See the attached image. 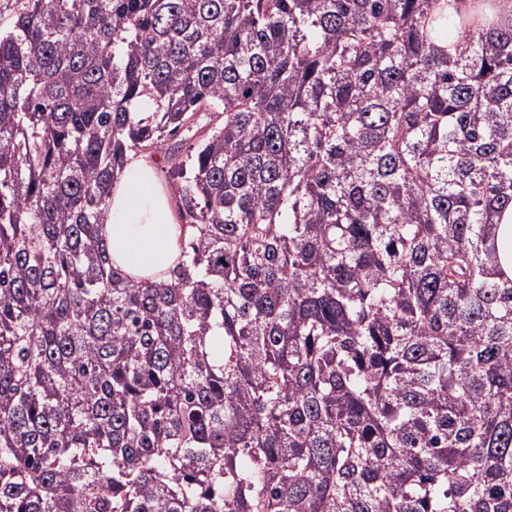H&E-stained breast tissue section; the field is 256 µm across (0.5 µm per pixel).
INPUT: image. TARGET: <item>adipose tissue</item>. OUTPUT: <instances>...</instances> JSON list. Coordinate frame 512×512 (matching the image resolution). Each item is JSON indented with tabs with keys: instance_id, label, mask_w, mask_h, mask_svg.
Returning <instances> with one entry per match:
<instances>
[{
	"instance_id": "1",
	"label": "adipose tissue",
	"mask_w": 512,
	"mask_h": 512,
	"mask_svg": "<svg viewBox=\"0 0 512 512\" xmlns=\"http://www.w3.org/2000/svg\"><path fill=\"white\" fill-rule=\"evenodd\" d=\"M101 235L115 265L132 277H148L179 264L182 229L154 158L128 154L123 174L112 186Z\"/></svg>"
}]
</instances>
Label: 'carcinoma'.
<instances>
[{"mask_svg":"<svg viewBox=\"0 0 512 512\" xmlns=\"http://www.w3.org/2000/svg\"><path fill=\"white\" fill-rule=\"evenodd\" d=\"M508 208L512 0H0V512H512ZM144 154L127 155L101 230L112 261L137 279L174 268L182 251L170 189L160 182L156 159ZM496 237L500 251L501 268L512 276V210L507 209L498 218Z\"/></svg>","mask_w":512,"mask_h":512,"instance_id":"1","label":"carcinoma"}]
</instances>
